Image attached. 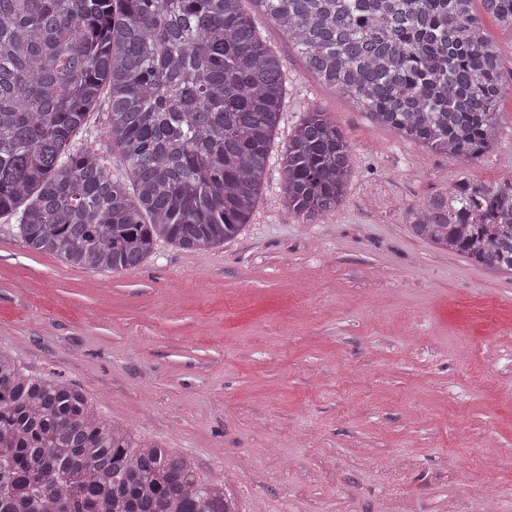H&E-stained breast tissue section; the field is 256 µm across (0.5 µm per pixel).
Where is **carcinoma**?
<instances>
[{"label": "carcinoma", "mask_w": 512, "mask_h": 512, "mask_svg": "<svg viewBox=\"0 0 512 512\" xmlns=\"http://www.w3.org/2000/svg\"><path fill=\"white\" fill-rule=\"evenodd\" d=\"M250 3L245 11L243 2ZM474 0H0V217L79 269L141 266L159 240L210 249L255 209L286 89L252 15L308 72L407 141L478 159L512 89ZM512 30V0H480ZM107 109L116 173L87 134ZM351 150L315 107L284 152L282 200L336 210ZM418 239L512 274V178L460 179L405 209ZM0 512H239L226 483L138 443L77 388L0 352Z\"/></svg>", "instance_id": "cac0c4a2"}]
</instances>
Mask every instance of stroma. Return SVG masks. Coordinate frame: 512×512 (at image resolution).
Masks as SVG:
<instances>
[{
    "instance_id": "35a3bbf8",
    "label": "stroma",
    "mask_w": 512,
    "mask_h": 512,
    "mask_svg": "<svg viewBox=\"0 0 512 512\" xmlns=\"http://www.w3.org/2000/svg\"><path fill=\"white\" fill-rule=\"evenodd\" d=\"M287 87L251 219L216 250L158 241L122 274L22 247L0 219V351L146 444L227 480L240 512H512V278L413 237L408 205L512 168V93L473 161L372 123L271 20ZM351 149L335 212L282 208L313 107Z\"/></svg>"
}]
</instances>
